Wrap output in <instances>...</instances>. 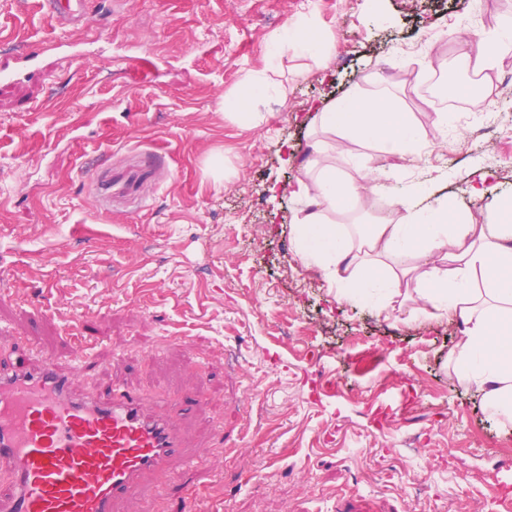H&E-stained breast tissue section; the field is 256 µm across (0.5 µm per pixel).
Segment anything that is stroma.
<instances>
[{
    "label": "stroma",
    "instance_id": "1",
    "mask_svg": "<svg viewBox=\"0 0 512 512\" xmlns=\"http://www.w3.org/2000/svg\"><path fill=\"white\" fill-rule=\"evenodd\" d=\"M95 2L97 44L13 83L5 65L64 32L0 0V273L22 302L0 301L9 345L65 350L43 313L68 309L88 317L99 385L149 406L201 398L186 435L209 453L172 469L210 512H505L488 483L512 476V427L449 366L455 324L337 304L295 252L292 192L318 107L380 90L361 77L381 69L423 143L393 189L425 175L494 223L469 187L493 171L512 195V81L441 130L421 87L437 55L460 82L455 59L512 0ZM311 14L335 36L323 58L277 42ZM250 70L287 92L254 104L258 126L224 117ZM478 127L491 134L474 146Z\"/></svg>",
    "mask_w": 512,
    "mask_h": 512
}]
</instances>
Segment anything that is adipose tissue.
Here are the masks:
<instances>
[{"label": "adipose tissue", "mask_w": 512, "mask_h": 512, "mask_svg": "<svg viewBox=\"0 0 512 512\" xmlns=\"http://www.w3.org/2000/svg\"><path fill=\"white\" fill-rule=\"evenodd\" d=\"M512 18L497 33L482 35L459 64L481 74L512 54ZM285 97L265 72L249 71L239 91L224 98V112L233 121L263 122L252 111L254 101ZM319 128L330 142L315 144V154L300 167L294 196L297 254L321 269L337 302H367L388 311L410 274L419 286L409 297L419 313L445 316L460 334L448 354L455 373L474 386L491 416L512 426V196H496L491 177L472 186L473 196H496L497 221L480 224L448 200L425 202L419 186L387 196V215L371 218L352 235L337 215L364 205L367 197L384 194L392 169L358 162L353 172L336 166L347 141L375 146L382 153L403 155L417 148L419 133L411 113L381 90L349 92L324 104ZM385 195V194H384Z\"/></svg>", "instance_id": "obj_1"}]
</instances>
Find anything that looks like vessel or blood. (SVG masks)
<instances>
[{"label": "vessel or blood", "mask_w": 512, "mask_h": 512, "mask_svg": "<svg viewBox=\"0 0 512 512\" xmlns=\"http://www.w3.org/2000/svg\"><path fill=\"white\" fill-rule=\"evenodd\" d=\"M89 0H33L61 29L89 26ZM67 354L35 345L23 365L0 362V470L11 486L0 490V512H118L142 489L157 490L171 461L199 469L206 448L188 446L179 416L201 400L146 408L121 386L78 393L76 377L95 370L85 319Z\"/></svg>", "instance_id": "b4317fda"}]
</instances>
